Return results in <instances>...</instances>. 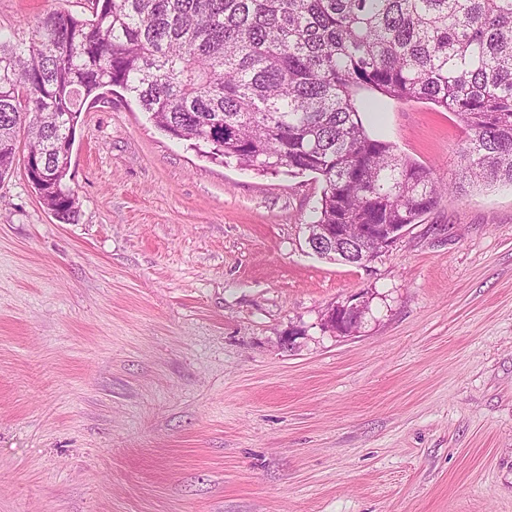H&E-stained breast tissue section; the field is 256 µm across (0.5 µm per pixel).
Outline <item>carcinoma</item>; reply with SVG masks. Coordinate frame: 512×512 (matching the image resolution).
<instances>
[{
	"label": "carcinoma",
	"mask_w": 512,
	"mask_h": 512,
	"mask_svg": "<svg viewBox=\"0 0 512 512\" xmlns=\"http://www.w3.org/2000/svg\"><path fill=\"white\" fill-rule=\"evenodd\" d=\"M0 39V179L64 222L87 100L120 87L170 136L258 171L321 177L317 224H416L450 189L512 184V0H95ZM361 90L455 114L453 184L371 136ZM368 246L336 260L362 265Z\"/></svg>",
	"instance_id": "carcinoma-1"
}]
</instances>
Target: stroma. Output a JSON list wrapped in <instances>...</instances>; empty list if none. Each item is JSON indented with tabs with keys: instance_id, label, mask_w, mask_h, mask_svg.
Wrapping results in <instances>:
<instances>
[{
	"instance_id": "1",
	"label": "stroma",
	"mask_w": 512,
	"mask_h": 512,
	"mask_svg": "<svg viewBox=\"0 0 512 512\" xmlns=\"http://www.w3.org/2000/svg\"><path fill=\"white\" fill-rule=\"evenodd\" d=\"M94 5L0 0V36ZM379 104L367 131L451 179L456 116ZM66 183L69 223L0 179V512H512L511 184L331 261L320 177L211 160L118 88ZM353 295L357 333L325 328ZM360 298L361 297L351 296L344 304H338L331 308L326 314L328 326L337 330L336 324L339 322L341 316L344 317L346 321L360 323L367 309L365 300H359Z\"/></svg>"
}]
</instances>
